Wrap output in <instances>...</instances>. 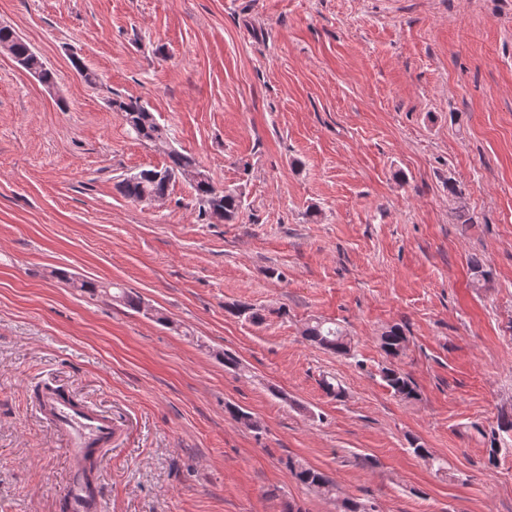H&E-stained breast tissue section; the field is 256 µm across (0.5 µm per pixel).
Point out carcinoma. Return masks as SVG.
I'll use <instances>...</instances> for the list:
<instances>
[{"label":"carcinoma","mask_w":512,"mask_h":512,"mask_svg":"<svg viewBox=\"0 0 512 512\" xmlns=\"http://www.w3.org/2000/svg\"><path fill=\"white\" fill-rule=\"evenodd\" d=\"M2 42L12 44L15 57L26 61L31 59V47L17 35L12 27L0 26V43ZM110 107L112 111L121 114L136 139L164 151L167 156L163 167L143 170L122 179L118 183L121 194L137 202L152 196L164 197L169 194L170 186L182 177L183 172L195 169L203 174L202 179L192 183L194 207L198 218L211 224L215 220L231 222L239 216L243 206L242 193L237 189L217 188L209 172L193 156L172 148L169 143L168 129L157 121L154 113L147 106L136 99L115 94L112 96ZM469 269L473 282L478 285H484L492 278L491 269L483 259L477 256L470 257ZM53 276L91 296L97 295L98 289L102 288L98 283L76 279L64 271H55ZM107 288L114 290L113 300L137 312L141 310L142 300L135 293L115 283L108 284ZM227 311L252 323L265 320L261 310L247 305H232L227 307ZM303 338L338 355H348L352 350L350 337L335 323L316 320L305 327ZM406 343L405 326L402 324L390 326L379 337L380 349L391 359H397L403 354ZM381 377L394 396L404 401L418 399L419 394L413 379L400 367L393 364L383 367ZM505 434L508 436L512 434V416L501 417L496 429L481 433L485 440L488 462L491 465L498 462ZM410 447L416 457L439 470L443 469V463L437 460L424 445L413 440L410 442ZM287 468L295 480L305 487L326 496L336 494L335 485L325 473L292 460L287 462Z\"/></svg>","instance_id":"1"}]
</instances>
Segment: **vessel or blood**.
Listing matches in <instances>:
<instances>
[{
  "mask_svg": "<svg viewBox=\"0 0 512 512\" xmlns=\"http://www.w3.org/2000/svg\"><path fill=\"white\" fill-rule=\"evenodd\" d=\"M37 408L69 442L68 500L72 512H96V481L86 477L84 467L88 455H101L111 446L114 433L111 416L54 391L45 392Z\"/></svg>",
  "mask_w": 512,
  "mask_h": 512,
  "instance_id": "vessel-or-blood-1",
  "label": "vessel or blood"
}]
</instances>
